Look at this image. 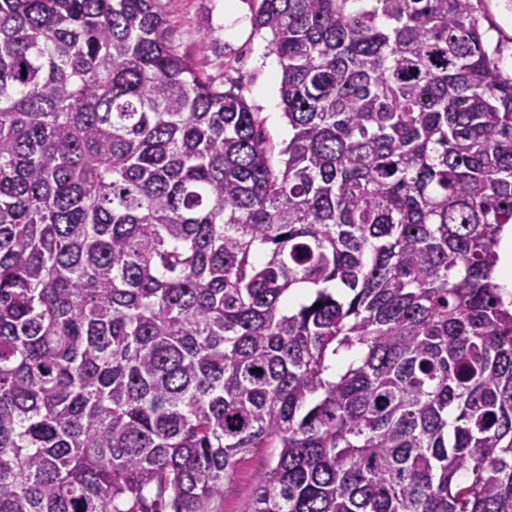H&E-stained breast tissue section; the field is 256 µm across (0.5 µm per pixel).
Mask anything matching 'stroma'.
<instances>
[{"mask_svg":"<svg viewBox=\"0 0 512 512\" xmlns=\"http://www.w3.org/2000/svg\"><path fill=\"white\" fill-rule=\"evenodd\" d=\"M225 0H169L167 10L175 21V39L182 52L225 85L236 86L248 104L266 119L265 127L276 148L273 163L288 139L279 86L269 79L268 64L276 56L266 34L254 32V0H235L234 11ZM479 8L493 26L492 43L500 47V64L512 74V0H481ZM272 451L256 448L238 463L224 493L212 503L213 512H245L256 487L271 463Z\"/></svg>","mask_w":512,"mask_h":512,"instance_id":"obj_1","label":"stroma"}]
</instances>
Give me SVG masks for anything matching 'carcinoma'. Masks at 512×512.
<instances>
[{"mask_svg":"<svg viewBox=\"0 0 512 512\" xmlns=\"http://www.w3.org/2000/svg\"><path fill=\"white\" fill-rule=\"evenodd\" d=\"M255 2L278 170L161 0H0V512H210L254 448L246 512H512L500 48Z\"/></svg>","mask_w":512,"mask_h":512,"instance_id":"1","label":"carcinoma"}]
</instances>
